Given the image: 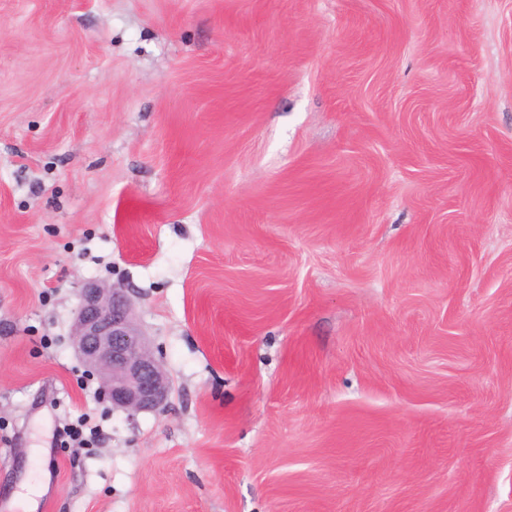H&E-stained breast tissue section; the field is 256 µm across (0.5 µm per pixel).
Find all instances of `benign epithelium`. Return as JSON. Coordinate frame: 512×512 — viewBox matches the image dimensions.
<instances>
[{"mask_svg": "<svg viewBox=\"0 0 512 512\" xmlns=\"http://www.w3.org/2000/svg\"><path fill=\"white\" fill-rule=\"evenodd\" d=\"M72 346L87 370L100 381L99 394L112 410L129 416L158 412L170 384L139 329L123 288L89 283L80 292Z\"/></svg>", "mask_w": 512, "mask_h": 512, "instance_id": "1", "label": "benign epithelium"}]
</instances>
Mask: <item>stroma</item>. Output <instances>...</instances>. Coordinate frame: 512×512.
Masks as SVG:
<instances>
[{"label": "stroma", "mask_w": 512, "mask_h": 512, "mask_svg": "<svg viewBox=\"0 0 512 512\" xmlns=\"http://www.w3.org/2000/svg\"><path fill=\"white\" fill-rule=\"evenodd\" d=\"M90 282L165 411L100 400ZM30 490L512 512V0H0V512ZM71 336L75 354L99 378L100 398L112 411L134 416L164 408L170 384L124 288L93 282L82 288Z\"/></svg>", "instance_id": "1"}]
</instances>
